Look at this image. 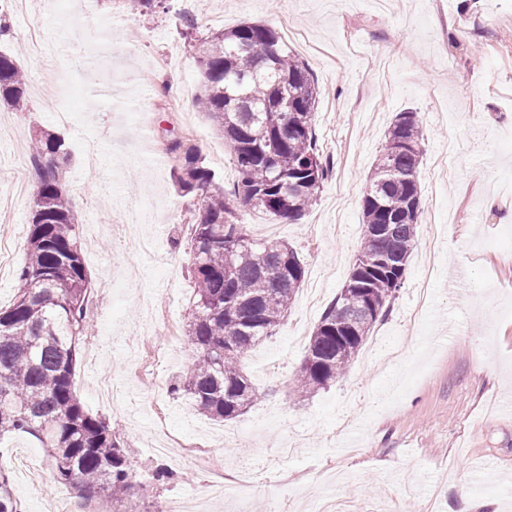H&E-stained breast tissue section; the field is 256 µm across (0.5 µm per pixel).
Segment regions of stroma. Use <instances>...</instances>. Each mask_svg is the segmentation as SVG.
Here are the masks:
<instances>
[{"mask_svg": "<svg viewBox=\"0 0 512 512\" xmlns=\"http://www.w3.org/2000/svg\"><path fill=\"white\" fill-rule=\"evenodd\" d=\"M60 0H0L6 47L22 44L28 109L0 108V305L13 296L35 183L26 161L37 130L64 136L68 188L79 213L91 278L76 390L85 409L132 450L142 512L167 499L202 496L210 475L186 444L213 436L210 454L245 488L206 512H307L312 498L350 512H449L459 488L512 512V221L496 199L512 195V0H198L189 19L178 0L140 16L122 0H96L112 19L97 54L99 88L85 85L73 51L91 27H65ZM77 11L76 0L65 5ZM49 47L32 50L31 23ZM261 22L294 27L293 54L317 88L313 129L330 174L313 205L278 236L305 277L276 334L242 365L261 395L241 416L215 421L173 381L191 363L185 335L194 282L188 226L197 196L177 190L171 138L200 148L218 186L237 168L222 135L194 102L198 47L212 32ZM424 129L421 214L403 284L346 373L300 395L293 380L322 313L343 288L362 241V200L398 113ZM69 115L60 123L58 113ZM102 171L85 174L87 138ZM26 186L27 195L14 187ZM137 219L154 260L129 250L121 226ZM116 287L100 290L101 280ZM112 380L111 398L96 383ZM174 474L159 481L156 466ZM0 470L23 512H65L76 490L53 486L46 452L28 436L0 439Z\"/></svg>", "mask_w": 512, "mask_h": 512, "instance_id": "stroma-1", "label": "stroma"}]
</instances>
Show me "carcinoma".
Listing matches in <instances>:
<instances>
[{
	"mask_svg": "<svg viewBox=\"0 0 512 512\" xmlns=\"http://www.w3.org/2000/svg\"><path fill=\"white\" fill-rule=\"evenodd\" d=\"M202 87L195 103L223 134L238 169L229 193L214 187L201 150L180 140L173 180L201 204L191 224L195 281L186 336L194 360L174 393L213 420L235 419L258 399L241 364L273 336L304 280L297 253L279 239H254L239 207L271 220H298L327 177L313 136L315 82L266 24L220 30L199 48ZM26 81L14 50L0 49V104L27 110ZM421 122L402 112L389 128L362 204L359 255L340 294L316 325L295 376L297 392L344 374L401 288L421 214ZM30 162L38 179L25 258L9 306L0 307V436L27 434L47 452L60 484L84 496L126 502L131 450L89 414L75 388L80 337L86 334L91 279L84 266L78 212L67 189L70 155L60 135L39 131ZM0 512H21L0 472Z\"/></svg>",
	"mask_w": 512,
	"mask_h": 512,
	"instance_id": "1",
	"label": "carcinoma"
}]
</instances>
